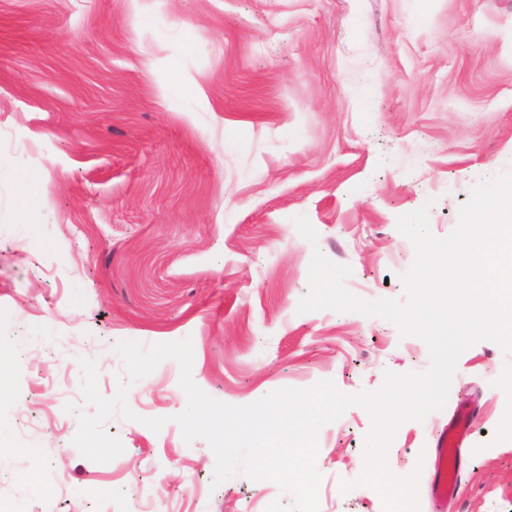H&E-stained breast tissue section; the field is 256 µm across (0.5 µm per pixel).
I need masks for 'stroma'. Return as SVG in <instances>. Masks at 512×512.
I'll return each mask as SVG.
<instances>
[{
    "instance_id": "35a3bbf8",
    "label": "stroma",
    "mask_w": 512,
    "mask_h": 512,
    "mask_svg": "<svg viewBox=\"0 0 512 512\" xmlns=\"http://www.w3.org/2000/svg\"><path fill=\"white\" fill-rule=\"evenodd\" d=\"M0 131L15 139L0 145V356L27 352L0 396V503L290 510L273 481L214 484L212 449L175 421L171 359L130 385L138 421H107L123 453L83 457L78 417L95 408L78 360L110 399L118 342L188 338L195 384L237 406L426 371L427 344L394 323L298 305L317 250L357 297L407 304L417 251L398 218L430 205L447 237L475 187L512 173V0H0ZM510 370L512 352L475 342L444 408L396 429L386 464L416 476L418 512H512ZM459 408L471 435L438 501L436 438ZM371 426L354 405L319 429V512H382L359 482Z\"/></svg>"
}]
</instances>
